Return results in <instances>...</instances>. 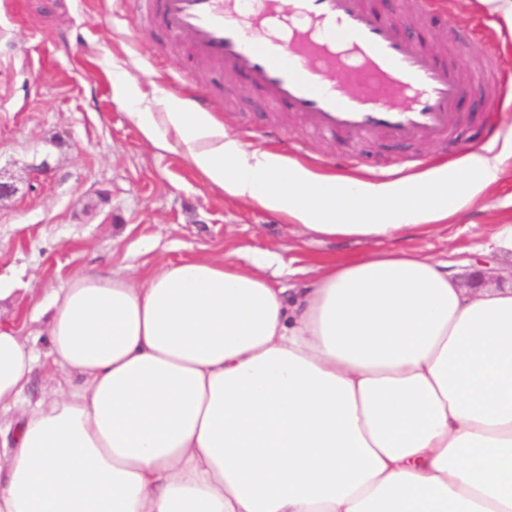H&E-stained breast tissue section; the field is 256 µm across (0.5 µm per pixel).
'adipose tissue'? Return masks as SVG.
Here are the masks:
<instances>
[{
    "mask_svg": "<svg viewBox=\"0 0 512 512\" xmlns=\"http://www.w3.org/2000/svg\"><path fill=\"white\" fill-rule=\"evenodd\" d=\"M231 197L302 234L360 239L285 299L262 262L79 273L44 310L63 382L25 395L33 347L0 328V512H512V285L387 241L423 236L512 170L500 148L392 183L319 176L163 101Z\"/></svg>",
    "mask_w": 512,
    "mask_h": 512,
    "instance_id": "ef3b65f1",
    "label": "adipose tissue"
}]
</instances>
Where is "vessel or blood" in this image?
<instances>
[{
    "label": "vessel or blood",
    "mask_w": 512,
    "mask_h": 512,
    "mask_svg": "<svg viewBox=\"0 0 512 512\" xmlns=\"http://www.w3.org/2000/svg\"><path fill=\"white\" fill-rule=\"evenodd\" d=\"M268 19L284 22L286 37L249 34ZM146 20L184 43L193 63L230 78L247 74L319 133L446 140L461 120V97L477 94L493 105L507 94L490 79L492 58L472 85L447 58L407 37L404 22L365 0H249L242 12L236 0H150Z\"/></svg>",
    "instance_id": "b4317fda"
}]
</instances>
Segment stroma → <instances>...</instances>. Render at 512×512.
Masks as SVG:
<instances>
[{"instance_id":"stroma-1","label":"stroma","mask_w":512,"mask_h":512,"mask_svg":"<svg viewBox=\"0 0 512 512\" xmlns=\"http://www.w3.org/2000/svg\"><path fill=\"white\" fill-rule=\"evenodd\" d=\"M145 0H0V176L18 193L0 199V325L32 340L53 288L81 271L147 272L198 257L260 258L274 284L302 288L322 259L359 257L368 244L318 239L278 213L213 187L177 144L143 134L130 94L206 98L213 118L242 143L299 162L317 174L374 184L459 161L512 130V97L489 111L478 97L460 104L448 144H396L321 135L286 106L267 102L242 78L198 67L172 37L140 26ZM458 23L410 18L415 39L471 77L493 56L512 80V40L475 0H448ZM47 172H39L41 163ZM512 217V171L482 203L428 236L392 241L458 261L490 225Z\"/></svg>"}]
</instances>
